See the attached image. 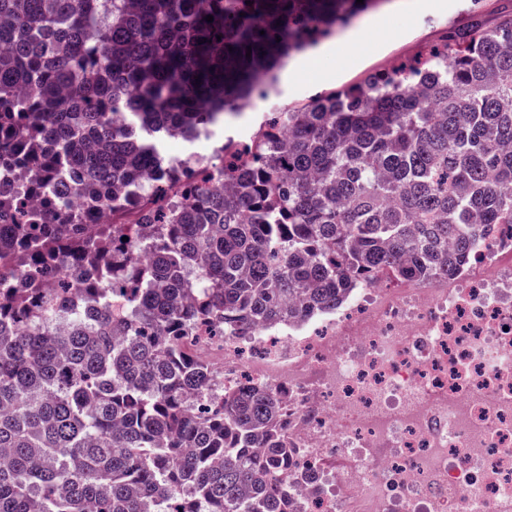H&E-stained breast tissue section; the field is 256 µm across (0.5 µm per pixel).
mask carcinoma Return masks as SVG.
Here are the masks:
<instances>
[{
	"label": "carcinoma",
	"instance_id": "cac0c4a2",
	"mask_svg": "<svg viewBox=\"0 0 512 512\" xmlns=\"http://www.w3.org/2000/svg\"><path fill=\"white\" fill-rule=\"evenodd\" d=\"M251 2L0 0V162L39 172L51 217L0 186V512H292L282 398L186 342L448 278L512 225V14L227 137L231 194L136 136L213 134L378 0ZM71 169L126 195L83 224ZM128 206L140 223H112Z\"/></svg>",
	"mask_w": 512,
	"mask_h": 512
}]
</instances>
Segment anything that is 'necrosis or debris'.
<instances>
[{
  "label": "necrosis or debris",
  "mask_w": 512,
  "mask_h": 512,
  "mask_svg": "<svg viewBox=\"0 0 512 512\" xmlns=\"http://www.w3.org/2000/svg\"><path fill=\"white\" fill-rule=\"evenodd\" d=\"M194 347L284 392L294 512H512V239L429 287Z\"/></svg>",
  "instance_id": "obj_1"
}]
</instances>
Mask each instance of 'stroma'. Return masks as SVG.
Masks as SVG:
<instances>
[{"label": "stroma", "instance_id": "stroma-1", "mask_svg": "<svg viewBox=\"0 0 512 512\" xmlns=\"http://www.w3.org/2000/svg\"><path fill=\"white\" fill-rule=\"evenodd\" d=\"M510 13L512 0H451L448 8L425 11L402 9L395 0H384L353 22L359 32L356 40L329 36L332 51L316 69L302 68L290 78H277L267 99L255 101L239 119L216 130L201 152L211 154L215 141L226 136L252 134L276 108L299 107L314 95L359 85L368 75L416 58L427 46L445 41L452 31L474 22L491 29Z\"/></svg>", "mask_w": 512, "mask_h": 512}]
</instances>
